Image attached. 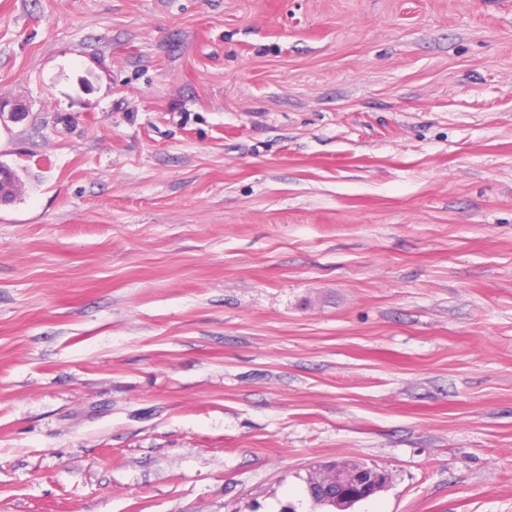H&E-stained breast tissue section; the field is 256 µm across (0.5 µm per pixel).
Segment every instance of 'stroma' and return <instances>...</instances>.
I'll list each match as a JSON object with an SVG mask.
<instances>
[{
	"label": "stroma",
	"mask_w": 512,
	"mask_h": 512,
	"mask_svg": "<svg viewBox=\"0 0 512 512\" xmlns=\"http://www.w3.org/2000/svg\"><path fill=\"white\" fill-rule=\"evenodd\" d=\"M0 512H512V0H0ZM389 473L378 466H355L345 462L324 465L308 485L310 496L331 502L336 512H349L352 505L382 491L389 483ZM358 490V494L353 491Z\"/></svg>",
	"instance_id": "1"
}]
</instances>
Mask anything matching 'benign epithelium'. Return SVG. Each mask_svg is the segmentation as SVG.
Here are the masks:
<instances>
[{
    "instance_id": "7a95c632",
    "label": "benign epithelium",
    "mask_w": 512,
    "mask_h": 512,
    "mask_svg": "<svg viewBox=\"0 0 512 512\" xmlns=\"http://www.w3.org/2000/svg\"><path fill=\"white\" fill-rule=\"evenodd\" d=\"M388 483L389 473L381 467L336 462L319 468L308 489L332 503L336 512H349L352 505L374 496Z\"/></svg>"
}]
</instances>
